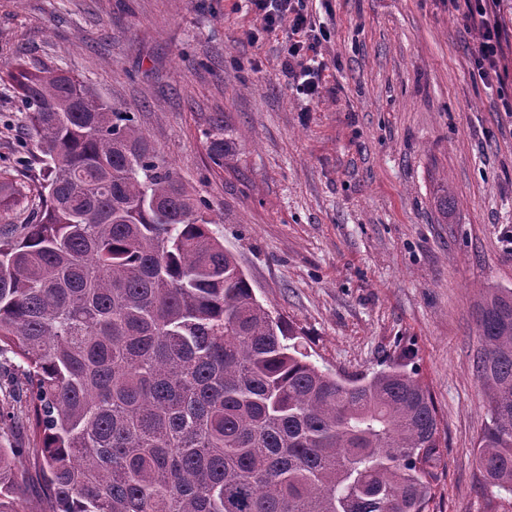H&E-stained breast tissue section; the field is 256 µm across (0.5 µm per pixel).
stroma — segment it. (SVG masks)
<instances>
[{"label": "stroma", "instance_id": "obj_1", "mask_svg": "<svg viewBox=\"0 0 512 512\" xmlns=\"http://www.w3.org/2000/svg\"><path fill=\"white\" fill-rule=\"evenodd\" d=\"M312 13L324 33L311 102L288 80L287 29L263 31L250 0H0V66L70 70L137 112L318 365L356 377L412 350L448 453L440 508L486 512L477 303L512 289V77L496 92L472 76L446 0H314ZM217 114L236 137L221 167L206 140ZM33 142L0 86V170L27 185Z\"/></svg>", "mask_w": 512, "mask_h": 512}]
</instances>
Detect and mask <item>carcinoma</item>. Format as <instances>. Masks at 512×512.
<instances>
[{"instance_id": "carcinoma-1", "label": "carcinoma", "mask_w": 512, "mask_h": 512, "mask_svg": "<svg viewBox=\"0 0 512 512\" xmlns=\"http://www.w3.org/2000/svg\"><path fill=\"white\" fill-rule=\"evenodd\" d=\"M0 82L42 156L29 224H0V512H435L443 462L429 388L405 360L353 379L316 364L255 296L221 213L163 160L136 113L19 58ZM209 153L235 144L218 114ZM26 187L0 171V210ZM484 487L512 494V290L478 305ZM17 468L23 475L24 496L21 501V509L25 512H40L46 506L39 485V479L28 460L20 458Z\"/></svg>"}]
</instances>
